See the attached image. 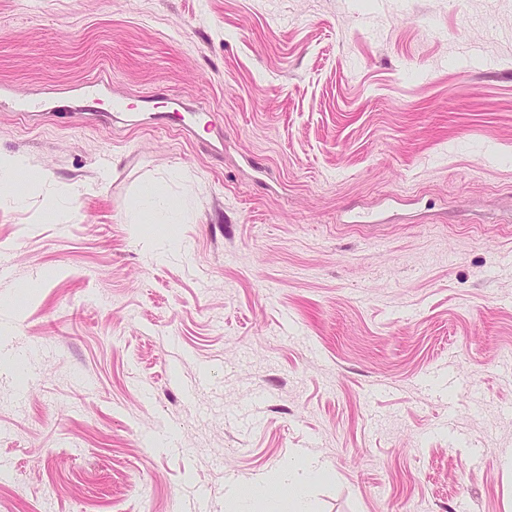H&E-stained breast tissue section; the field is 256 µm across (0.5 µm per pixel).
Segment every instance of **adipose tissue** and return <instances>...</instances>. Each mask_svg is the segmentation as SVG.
Segmentation results:
<instances>
[{
  "instance_id": "obj_1",
  "label": "adipose tissue",
  "mask_w": 512,
  "mask_h": 512,
  "mask_svg": "<svg viewBox=\"0 0 512 512\" xmlns=\"http://www.w3.org/2000/svg\"><path fill=\"white\" fill-rule=\"evenodd\" d=\"M328 471L317 460L308 458L301 463L289 466L280 473L277 480L259 481L250 491L235 487L230 491L231 497L244 498L253 495L262 499L276 500V512H307L305 506V488L311 479L326 477Z\"/></svg>"
}]
</instances>
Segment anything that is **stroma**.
Returning <instances> with one entry per match:
<instances>
[{
    "label": "stroma",
    "mask_w": 512,
    "mask_h": 512,
    "mask_svg": "<svg viewBox=\"0 0 512 512\" xmlns=\"http://www.w3.org/2000/svg\"><path fill=\"white\" fill-rule=\"evenodd\" d=\"M0 152V512H512V0H0ZM25 173L34 179L45 180L48 175L42 170L35 171L29 165L28 160L23 155L2 154L0 153V182L3 184L12 183L15 177ZM142 202L145 210L153 213V224H178L180 213L176 206L160 197L153 186H147L142 192ZM279 477L267 478L259 481L249 492L239 487H232L230 496L238 499H247L253 496L262 499H277L280 503L275 505V511L269 512H307L305 506V488L312 478H323L328 471L317 460L308 458L297 465L288 466L285 472H278ZM275 481L278 484H274ZM288 486V496H281L280 489Z\"/></svg>",
    "instance_id": "1"
}]
</instances>
